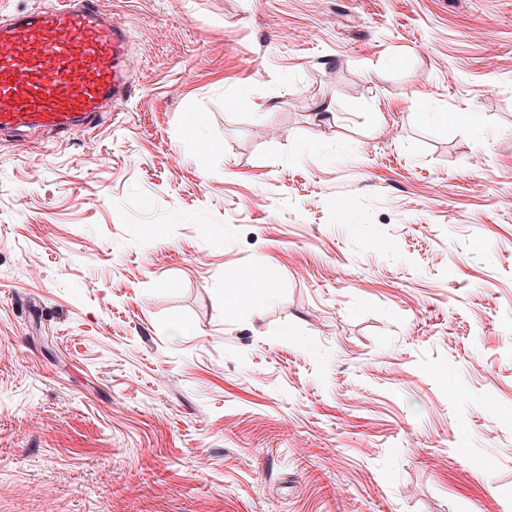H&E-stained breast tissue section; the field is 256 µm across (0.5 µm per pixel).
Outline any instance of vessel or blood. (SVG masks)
I'll return each mask as SVG.
<instances>
[{"mask_svg":"<svg viewBox=\"0 0 512 512\" xmlns=\"http://www.w3.org/2000/svg\"><path fill=\"white\" fill-rule=\"evenodd\" d=\"M128 33L99 0L0 17V133L95 123L130 92Z\"/></svg>","mask_w":512,"mask_h":512,"instance_id":"b4317fda","label":"vessel or blood"}]
</instances>
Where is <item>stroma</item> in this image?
<instances>
[{"mask_svg": "<svg viewBox=\"0 0 512 512\" xmlns=\"http://www.w3.org/2000/svg\"><path fill=\"white\" fill-rule=\"evenodd\" d=\"M102 2L129 100L0 136V512H512V0Z\"/></svg>", "mask_w": 512, "mask_h": 512, "instance_id": "obj_1", "label": "stroma"}]
</instances>
